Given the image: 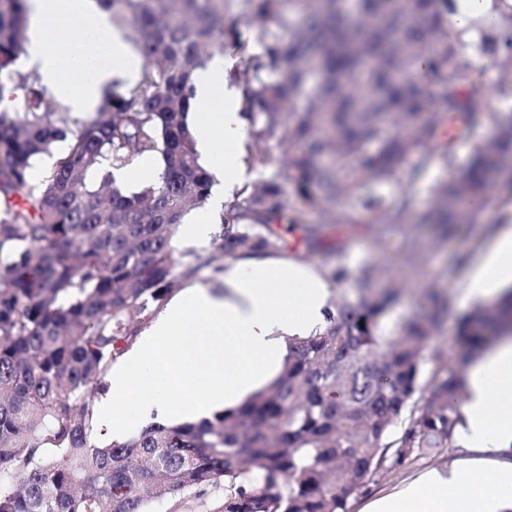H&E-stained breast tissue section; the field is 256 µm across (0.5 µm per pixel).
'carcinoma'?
I'll return each mask as SVG.
<instances>
[{
  "instance_id": "1",
  "label": "carcinoma",
  "mask_w": 512,
  "mask_h": 512,
  "mask_svg": "<svg viewBox=\"0 0 512 512\" xmlns=\"http://www.w3.org/2000/svg\"><path fill=\"white\" fill-rule=\"evenodd\" d=\"M105 2L144 65L82 118L16 67L26 3L0 0V98L8 85L26 90L20 108L0 109V512H149L211 489L222 496L210 512H349L379 477L453 446L470 359L512 335L510 288L462 318L458 363L424 378L441 310L392 316L415 237L399 268L329 269L327 327L287 338L280 375L237 411L103 444L95 398L181 279L284 255L296 231L314 257L324 225L363 212L384 233L512 206V191L497 193L512 186L511 112L466 165L454 151L492 92L512 97V9L467 45L448 27V0ZM212 50L235 60L243 162L259 180L226 197L211 248H186L182 218L210 189L187 124L189 82ZM487 58L500 68L494 91ZM44 154L54 162L34 179ZM149 156L160 170L139 190L115 180ZM435 164L445 175L421 210L411 185Z\"/></svg>"
}]
</instances>
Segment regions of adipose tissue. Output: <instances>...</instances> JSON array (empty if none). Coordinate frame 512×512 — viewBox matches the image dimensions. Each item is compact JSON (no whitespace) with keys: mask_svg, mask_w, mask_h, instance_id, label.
Returning <instances> with one entry per match:
<instances>
[{"mask_svg":"<svg viewBox=\"0 0 512 512\" xmlns=\"http://www.w3.org/2000/svg\"><path fill=\"white\" fill-rule=\"evenodd\" d=\"M448 22L478 41L499 0H466ZM99 0H28L24 66L72 112L96 109L113 83L139 77L143 60ZM227 61L213 54L191 82L188 122L199 162L213 178L206 212L185 216L184 237L208 243L224 200L250 181L242 162L245 117L224 84ZM467 292L486 301L512 287V225L504 224L471 260ZM333 283L319 265L280 257L240 260L220 290L191 285L152 319L113 365L95 401L99 425L138 434L152 423H194L245 404L279 374L286 340L321 331ZM467 465L433 468L365 512H512V338L478 353L466 371L455 430Z\"/></svg>","mask_w":512,"mask_h":512,"instance_id":"ef3b65f1","label":"adipose tissue"}]
</instances>
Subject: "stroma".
I'll return each mask as SVG.
<instances>
[{"mask_svg":"<svg viewBox=\"0 0 512 512\" xmlns=\"http://www.w3.org/2000/svg\"><path fill=\"white\" fill-rule=\"evenodd\" d=\"M502 224L512 225V207L480 208L475 223L461 225L444 242L439 241L435 227L419 229L418 235L423 244L422 262L412 275L409 287L394 306L393 313L397 316L427 313L426 295L433 289L440 292L447 302V318L438 333L425 344L424 371H431L438 364L448 367L454 365L459 353L456 341L457 319L474 304L473 299L467 295L466 267L448 270L449 259L455 256L471 257ZM322 233L328 241L338 242L341 249L320 256V263L330 266L342 263L356 271L368 264L395 267L401 261L404 231L397 230L381 236L377 233L376 225L367 219L356 227L330 224L323 228ZM465 455L463 448L454 446L442 449L421 462L393 470L370 485L357 499L350 501L349 510L363 512L369 502L401 486L418 473L432 467L450 466Z\"/></svg>","mask_w":512,"mask_h":512,"instance_id":"35a3bbf8","label":"stroma"}]
</instances>
